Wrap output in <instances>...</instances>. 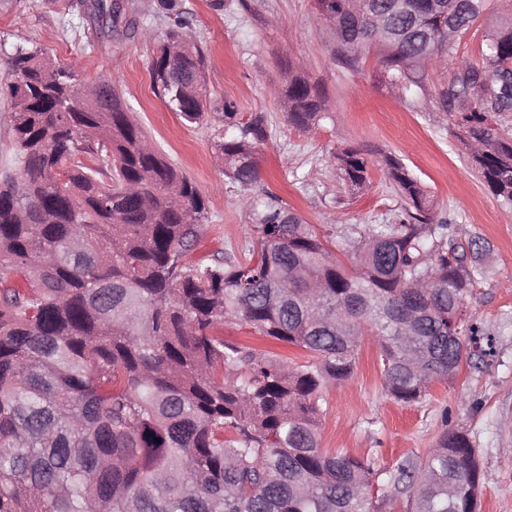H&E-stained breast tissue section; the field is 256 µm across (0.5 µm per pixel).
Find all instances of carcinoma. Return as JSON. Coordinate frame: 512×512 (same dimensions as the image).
Returning <instances> with one entry per match:
<instances>
[{
  "label": "carcinoma",
  "mask_w": 512,
  "mask_h": 512,
  "mask_svg": "<svg viewBox=\"0 0 512 512\" xmlns=\"http://www.w3.org/2000/svg\"><path fill=\"white\" fill-rule=\"evenodd\" d=\"M319 19L353 52L375 51L391 82L456 41L487 0H315ZM117 27L110 0H70ZM149 64L151 85L189 124L222 127L213 149L247 189L260 177L255 143L266 120L226 103L208 111L206 51L179 0ZM391 19L375 37L369 18ZM512 16L486 32L477 65L454 73L442 102L463 98L452 133L470 166L512 209V137L493 126L512 112ZM0 92L15 109L16 170L0 176V512H383L372 487L411 489L412 512H478L482 470L470 439L445 432L422 461L382 471L320 442L323 392L354 372L364 336L379 347L386 393L413 405L462 346L461 318L481 361L495 337L463 301L481 270L479 245L460 252L419 179L384 158L404 200L393 224H308L277 197L247 199L257 242L243 259L191 263L205 202L154 147L111 87L95 107L74 100L66 67L37 48L8 56ZM288 124L325 117L319 86L288 77ZM354 190L369 183L362 152L334 156ZM354 260L346 271L339 256ZM310 353L293 365L224 339V324Z\"/></svg>",
  "instance_id": "cac0c4a2"
}]
</instances>
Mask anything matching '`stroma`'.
<instances>
[{"label":"stroma","instance_id":"obj_1","mask_svg":"<svg viewBox=\"0 0 512 512\" xmlns=\"http://www.w3.org/2000/svg\"><path fill=\"white\" fill-rule=\"evenodd\" d=\"M120 3L135 28L107 36L92 21H69L59 0H0V83L8 80V54L34 46L63 64L78 59L84 81L117 86L134 120L207 203L190 261L238 256L256 243L255 222L242 204L246 194H274L321 227L390 223L401 200L382 165L387 155L407 166L455 224V242L489 244L464 305L494 334L496 356L477 367L462 362L453 379L433 382L419 403L403 405L385 394L379 348L363 338L353 376L324 395L321 444L388 469L406 458L425 459L443 432L465 433L482 469L479 512H512V209L486 190L448 130L440 92L453 64L395 86L374 55L351 66L337 54L329 27L314 19V0H181L206 48L212 104L228 101L243 115L267 117L268 138L256 147L260 179L245 190L225 177L213 126L187 125L153 91L152 38L167 26L155 0ZM292 70L304 72L326 99L327 116L310 132L289 126L279 97ZM346 148L367 158L368 189L353 191L340 181L333 154Z\"/></svg>","mask_w":512,"mask_h":512}]
</instances>
